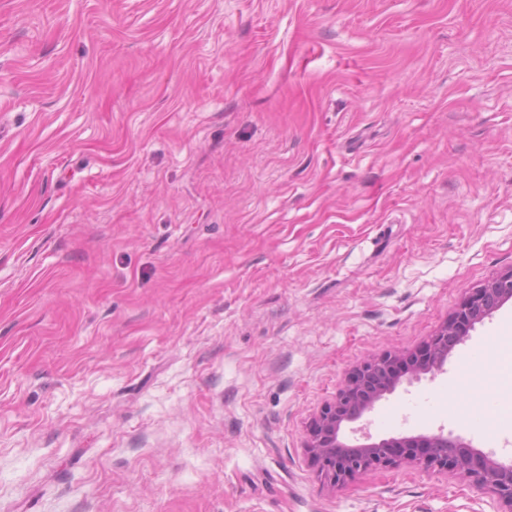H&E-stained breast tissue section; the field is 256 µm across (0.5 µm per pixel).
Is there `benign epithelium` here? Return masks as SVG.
<instances>
[{
  "label": "benign epithelium",
  "mask_w": 512,
  "mask_h": 512,
  "mask_svg": "<svg viewBox=\"0 0 512 512\" xmlns=\"http://www.w3.org/2000/svg\"><path fill=\"white\" fill-rule=\"evenodd\" d=\"M511 299L512 267L465 296L438 332L408 357L407 370L401 373L393 370V365L401 359L396 354H386L358 365L336 399L319 411L309 427L305 451L311 465L340 487L373 468H393L404 461L418 462L427 469L489 490L499 504L497 512H512V462L506 464L490 453L476 450L459 436L440 431L378 442L368 436L365 442L357 444H350L341 437L344 424L356 422L370 413L377 401L393 393L402 382L411 383L423 375L444 371L454 346Z\"/></svg>",
  "instance_id": "benign-epithelium-1"
}]
</instances>
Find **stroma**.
Returning <instances> with one entry per match:
<instances>
[{
	"instance_id": "35a3bbf8",
	"label": "stroma",
	"mask_w": 512,
	"mask_h": 512,
	"mask_svg": "<svg viewBox=\"0 0 512 512\" xmlns=\"http://www.w3.org/2000/svg\"><path fill=\"white\" fill-rule=\"evenodd\" d=\"M512 267V0H0V512H494L309 426ZM360 424L512 461L466 372ZM494 384H487L481 378L480 379H467V387L463 392V403L457 407L463 416H469L476 410L474 401L478 398L485 397L489 392L495 391Z\"/></svg>"
}]
</instances>
